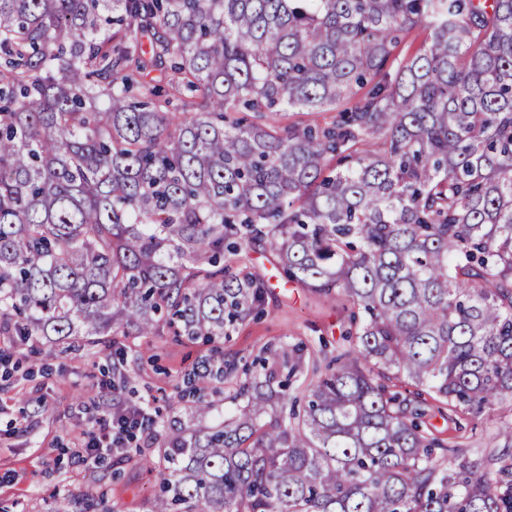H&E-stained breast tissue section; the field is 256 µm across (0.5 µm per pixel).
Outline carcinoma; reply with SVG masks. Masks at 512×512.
<instances>
[{
	"mask_svg": "<svg viewBox=\"0 0 512 512\" xmlns=\"http://www.w3.org/2000/svg\"><path fill=\"white\" fill-rule=\"evenodd\" d=\"M261 245L348 348L221 354L224 421L203 386L189 429L122 424L152 512H512V418L432 423L512 406V0H0L1 336L222 343ZM427 34L428 32L423 28H415L411 30L395 50L393 58H397V62L412 58L422 48ZM497 420L487 421L484 420L482 423L478 424L476 431H473L474 434L471 436L470 428L471 425H467L465 421H461V423L465 426V431L458 432V426L456 431V426L453 423H448V429L442 435L443 438H452L457 435L466 434L469 435L470 438L464 440L465 445L470 448H493L500 444V440L495 438L497 432Z\"/></svg>",
	"mask_w": 512,
	"mask_h": 512,
	"instance_id": "cac0c4a2",
	"label": "carcinoma"
}]
</instances>
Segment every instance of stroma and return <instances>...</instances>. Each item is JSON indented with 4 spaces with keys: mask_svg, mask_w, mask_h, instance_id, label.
I'll use <instances>...</instances> for the list:
<instances>
[{
    "mask_svg": "<svg viewBox=\"0 0 512 512\" xmlns=\"http://www.w3.org/2000/svg\"><path fill=\"white\" fill-rule=\"evenodd\" d=\"M249 270L268 279L263 315L238 325L224 343V358L258 354L270 342L301 338L313 348H345L349 312L341 297H328L288 282L269 248L249 250ZM213 347L170 336L139 339L124 362L101 345L53 355L49 343L26 352L19 371L0 380V512H55L60 498L85 503L106 497L116 512H150L158 474L122 456L90 467L83 463L82 434L104 406H149L165 424L183 416L177 391L203 372ZM120 365L132 390L112 393V367Z\"/></svg>",
    "mask_w": 512,
    "mask_h": 512,
    "instance_id": "35a3bbf8",
    "label": "stroma"
}]
</instances>
